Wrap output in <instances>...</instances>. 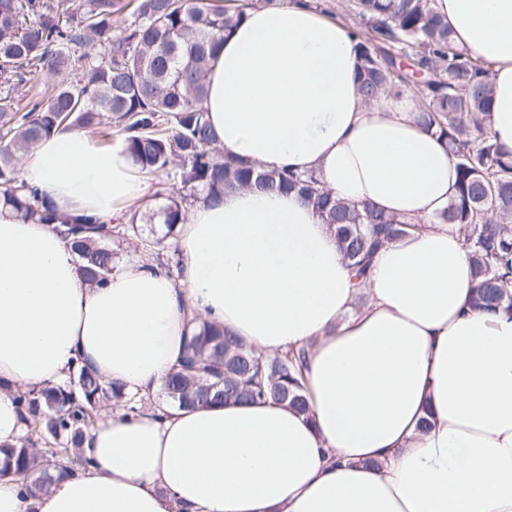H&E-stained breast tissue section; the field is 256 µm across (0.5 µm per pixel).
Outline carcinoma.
Wrapping results in <instances>:
<instances>
[{
    "mask_svg": "<svg viewBox=\"0 0 512 512\" xmlns=\"http://www.w3.org/2000/svg\"><path fill=\"white\" fill-rule=\"evenodd\" d=\"M253 0H0V208L25 222L55 224L72 239L81 277L101 285L112 273V240L137 239L136 222L122 231L91 216L64 215L16 170L19 157L64 127L90 129L122 140L137 172L161 174L163 217L174 237L186 207L203 192L250 188L295 193L334 230L359 281L367 280L378 251L414 225L370 203L351 204L324 190L316 172L268 171L224 156L202 106L205 77L219 47L254 8ZM361 23L358 90L373 100L420 88L423 127L448 148L457 195L448 204L452 225L468 253L475 281L469 307L512 314V151L485 123L492 87L485 63L452 37L434 0H355ZM124 28L115 32L116 17ZM46 74L51 80L40 82ZM308 348L270 358L203 322L187 341L178 369L165 383L181 406L274 399L313 419L306 396ZM26 432L0 448V478L48 490L56 473L82 462L81 450L104 405L135 412L123 387L81 367L61 384L16 392Z\"/></svg>",
    "mask_w": 512,
    "mask_h": 512,
    "instance_id": "obj_1",
    "label": "carcinoma"
}]
</instances>
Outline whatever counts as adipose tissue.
I'll list each match as a JSON object with an SVG mask.
<instances>
[{"instance_id": "obj_1", "label": "adipose tissue", "mask_w": 512, "mask_h": 512, "mask_svg": "<svg viewBox=\"0 0 512 512\" xmlns=\"http://www.w3.org/2000/svg\"><path fill=\"white\" fill-rule=\"evenodd\" d=\"M436 7L491 67L487 125L512 150V0ZM357 64L344 25L281 0L225 38L204 108L224 155L317 170L336 198L413 223L364 288L292 193L200 198L178 226L176 273L130 256L97 286L51 226L0 213V445L23 433L16 391L79 366L150 402L106 412L86 465L48 491L0 479V512H512V315L469 308L471 262L441 221L457 182L447 148L411 97L366 102ZM22 177L102 224L148 194L122 147L88 130L44 138ZM187 306L267 355L308 347L313 420L271 400L156 402L185 349Z\"/></svg>"}]
</instances>
